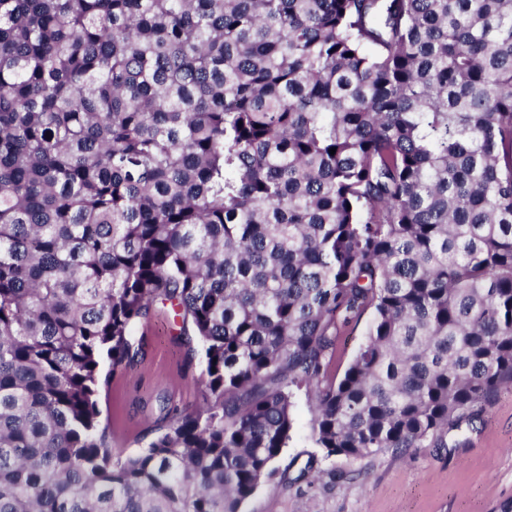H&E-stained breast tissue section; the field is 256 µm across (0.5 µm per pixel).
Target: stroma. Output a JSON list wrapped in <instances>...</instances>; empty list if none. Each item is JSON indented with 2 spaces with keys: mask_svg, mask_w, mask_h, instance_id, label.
Listing matches in <instances>:
<instances>
[{
  "mask_svg": "<svg viewBox=\"0 0 512 512\" xmlns=\"http://www.w3.org/2000/svg\"><path fill=\"white\" fill-rule=\"evenodd\" d=\"M181 328L171 310L157 308L137 329L144 357L118 373L103 365L99 406L114 456L136 453L154 436L160 400L180 412L203 406L201 347ZM294 419L280 477L258 488L243 512H497L512 503V386L484 406L476 425L460 424L403 455L326 459L310 436L305 398ZM310 460L321 479L301 476Z\"/></svg>",
  "mask_w": 512,
  "mask_h": 512,
  "instance_id": "obj_1",
  "label": "stroma"
}]
</instances>
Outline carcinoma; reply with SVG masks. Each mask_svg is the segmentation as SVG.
<instances>
[{
	"label": "carcinoma",
	"mask_w": 512,
	"mask_h": 512,
	"mask_svg": "<svg viewBox=\"0 0 512 512\" xmlns=\"http://www.w3.org/2000/svg\"><path fill=\"white\" fill-rule=\"evenodd\" d=\"M159 304L208 406L115 462ZM505 385L512 0H0V512H241L302 390L357 460ZM369 316L364 317L354 330L345 335L341 344L342 369L351 360L360 344L365 339Z\"/></svg>",
	"instance_id": "cac0c4a2"
}]
</instances>
